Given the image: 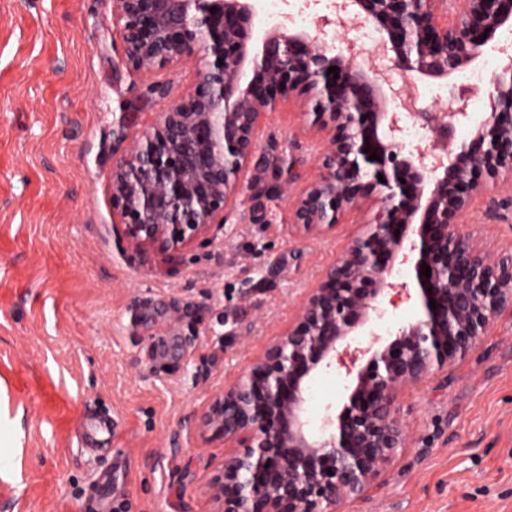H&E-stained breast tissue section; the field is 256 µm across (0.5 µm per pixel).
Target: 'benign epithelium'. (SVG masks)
<instances>
[{"mask_svg":"<svg viewBox=\"0 0 512 512\" xmlns=\"http://www.w3.org/2000/svg\"><path fill=\"white\" fill-rule=\"evenodd\" d=\"M336 13L374 25L372 50L349 42L331 54L325 19L313 34L283 24L257 46L252 0H112L131 71L198 61L191 88L112 165V212L130 246L168 253L213 242L253 186L246 170L264 162L263 117L292 94L321 137L318 177L288 189L289 226L320 237L367 201L376 206L288 328L207 399L197 428L224 441V459L202 483L216 512H337L366 498L411 442L399 397L427 378L448 381V367L512 313V252L493 254L462 231L475 199L496 210L493 189L512 188V55L489 79L480 121L465 94L433 112L417 108V81H446L486 48L506 52L496 35L512 28V0H341ZM394 70L406 75L398 87ZM405 116L428 131L427 143L402 142ZM465 123L468 138L456 144ZM397 262L413 265L416 295L404 296L417 298L419 314L385 342L369 331L366 362L347 368V401L316 431L305 416L307 383L382 318Z\"/></svg>","mask_w":512,"mask_h":512,"instance_id":"7a95c632","label":"benign epithelium"}]
</instances>
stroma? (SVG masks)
Masks as SVG:
<instances>
[{
	"label": "stroma",
	"mask_w": 512,
	"mask_h": 512,
	"mask_svg": "<svg viewBox=\"0 0 512 512\" xmlns=\"http://www.w3.org/2000/svg\"><path fill=\"white\" fill-rule=\"evenodd\" d=\"M306 31L329 19L334 51L357 40L332 0H279ZM472 65L469 106L488 109L486 82L512 55ZM185 61L140 77L121 59L111 0H0V512H215L200 489L224 456L195 427L211 392L230 384L291 322L308 288L361 232L348 212L335 232L296 236L278 192L318 173L297 99L261 129L265 161L213 243L139 252L113 231L112 164L195 78ZM468 231L512 250V207L471 208ZM342 360L309 383L307 414L342 406ZM112 417L108 447L125 465L102 490L111 458L82 445L86 412ZM413 439L383 485L343 512H512V318L495 321L447 386L423 380L400 399Z\"/></svg>",
	"instance_id": "stroma-1"
}]
</instances>
